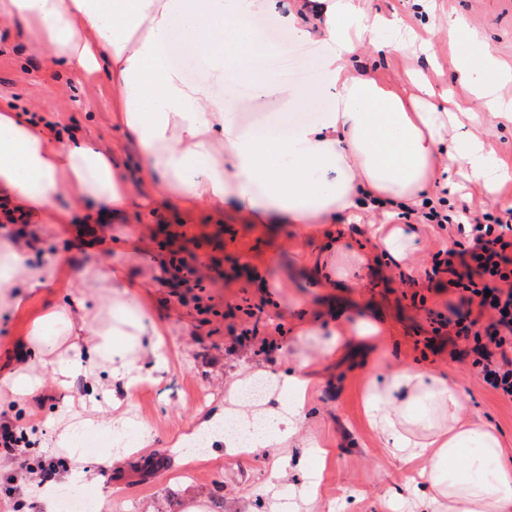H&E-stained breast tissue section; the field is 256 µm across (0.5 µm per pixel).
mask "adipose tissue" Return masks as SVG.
I'll return each mask as SVG.
<instances>
[{"label":"adipose tissue","mask_w":512,"mask_h":512,"mask_svg":"<svg viewBox=\"0 0 512 512\" xmlns=\"http://www.w3.org/2000/svg\"><path fill=\"white\" fill-rule=\"evenodd\" d=\"M257 12L325 46L320 63L330 103L317 122L295 127L286 140L239 126L210 83L188 81L165 62L173 46L201 54L215 79L259 94L275 89L283 110L300 107L309 91L280 85L257 64L255 51L265 46L250 23ZM2 31L21 33L46 66L64 65L79 77L105 72L116 91V119L143 159L139 181H131L118 153L46 136L15 110L0 109V190L55 224L70 219L58 206L65 195L103 203L108 218L129 209L140 192L240 206L261 224L308 225L352 217L365 199L377 200L388 216L420 205L432 187L447 185L453 165L488 188L512 179L479 142L446 147L451 114L431 105L437 92L424 78L413 77L409 93L351 75L347 58L362 41L396 51L409 38L402 19L369 15L360 0H0ZM447 34L459 45L451 65L472 91L471 106L512 112L496 91L502 66L478 31L457 17ZM58 268L1 241L0 311L16 310L23 296L54 282ZM137 307L123 298L118 325L84 338V358L49 359L58 384L80 376L93 387L105 374L135 384L121 327L152 350L162 336ZM272 382L279 398L264 410L263 439L287 446L299 438L308 381L276 374ZM463 403L448 380L411 365L385 383L369 381L364 413L393 455L426 476L430 490L417 512H512V464L494 431L463 417Z\"/></svg>","instance_id":"1"}]
</instances>
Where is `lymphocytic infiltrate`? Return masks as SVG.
<instances>
[{
  "instance_id": "f902f5d3",
  "label": "lymphocytic infiltrate",
  "mask_w": 512,
  "mask_h": 512,
  "mask_svg": "<svg viewBox=\"0 0 512 512\" xmlns=\"http://www.w3.org/2000/svg\"><path fill=\"white\" fill-rule=\"evenodd\" d=\"M470 224L466 244L438 250L427 277L448 275L459 294L448 307L452 342L469 346L486 386L512 399V223L485 212Z\"/></svg>"
}]
</instances>
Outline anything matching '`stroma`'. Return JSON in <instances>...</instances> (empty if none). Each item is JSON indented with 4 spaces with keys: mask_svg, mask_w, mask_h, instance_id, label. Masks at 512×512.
<instances>
[{
    "mask_svg": "<svg viewBox=\"0 0 512 512\" xmlns=\"http://www.w3.org/2000/svg\"><path fill=\"white\" fill-rule=\"evenodd\" d=\"M439 18L460 16L477 27L489 51L512 64V0H434ZM434 63L407 52L362 46L351 68L378 81L392 82L423 68L437 87L456 88L448 68V38L430 34ZM23 120L44 119L77 138L120 152L129 178H138L142 158L112 112V85L104 75L77 78L59 67L44 68L23 40H0V108ZM231 110L240 126L274 136V99L239 97ZM462 134L483 140L485 148L512 171V121L480 113L463 119ZM448 201L468 214L503 215L512 200V180L496 193L468 182L461 169L448 173ZM71 220L66 224H7L0 237L25 244L36 239L40 259L63 257L54 283L41 288L21 311L0 313V376L29 366L43 387L29 404L38 415L39 438L28 449L30 466L54 462L60 474L96 468L97 444L113 440L121 461L86 488L101 512H412L425 482L410 465L386 449L365 420L363 394L370 379L384 380L405 365L429 364L464 396L463 414L497 432L512 457V401L489 390L472 359L454 353L447 332H434L432 314L447 315L458 295L425 277L432 256L452 245L453 235L434 224L416 228L410 262L387 258L368 227L379 214L333 224H256L244 212L205 204L146 197L121 219L101 223L91 199L60 198ZM341 249L332 261L341 272L336 288L322 294L308 272L327 235ZM180 252L204 264L200 287L180 290L164 284L159 258ZM120 266L127 292L163 330L162 354L168 369L151 381L152 356L135 352L144 386L136 392L102 378L100 391L81 383L59 389L49 369L32 358L39 337L30 322L44 311L80 295L88 268ZM271 280L268 288L259 279ZM349 320L368 318L382 334L362 348L341 355L323 352L308 336L309 326L329 331L336 310ZM296 373L309 380L301 435L317 454L305 466L288 461V449L273 445L228 454L223 442L201 454L184 453L178 440L201 422L223 420L224 390L237 379L260 372ZM81 412L94 420L86 429L90 445L69 453L57 441L61 418ZM146 428L149 444L131 437H108L105 423ZM16 464L0 461V512H43L35 494L12 481Z\"/></svg>",
    "mask_w": 512,
    "mask_h": 512,
    "instance_id": "stroma-1",
    "label": "stroma"
}]
</instances>
